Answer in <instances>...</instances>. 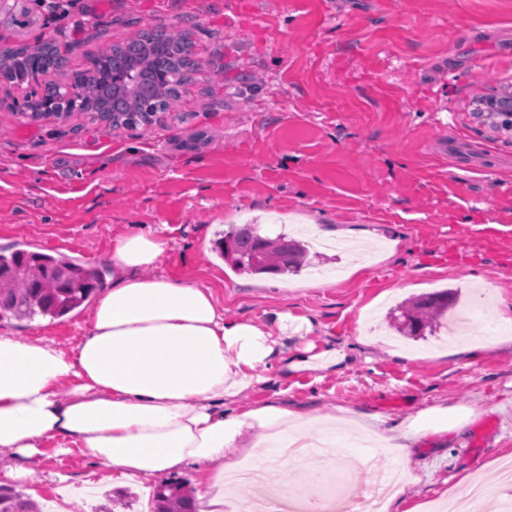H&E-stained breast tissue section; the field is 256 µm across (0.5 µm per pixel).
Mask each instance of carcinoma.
Instances as JSON below:
<instances>
[{"label":"carcinoma","mask_w":512,"mask_h":512,"mask_svg":"<svg viewBox=\"0 0 512 512\" xmlns=\"http://www.w3.org/2000/svg\"><path fill=\"white\" fill-rule=\"evenodd\" d=\"M39 0H14V9L0 13V28L12 31L15 42L0 49V73L13 80L30 71H68L70 45L55 38L31 45L28 32L41 25ZM198 67L192 34L165 25H151L120 44L93 55L90 66L74 74L87 94L84 104L97 120L113 129L152 125L160 112L175 110L181 92ZM52 105V111L42 107ZM73 108L62 103L61 85L46 82L32 94L22 116L64 120ZM224 259L250 273H294L303 267V246L284 235L257 233L255 225H233L224 233ZM103 283V271L76 260L25 249H0V320L60 319L90 303ZM457 302L451 290L410 301L401 308L399 331L424 335L442 326ZM0 512H40L24 493L0 487ZM151 512H199L193 491L174 482L155 489Z\"/></svg>","instance_id":"carcinoma-1"}]
</instances>
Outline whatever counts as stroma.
Instances as JSON below:
<instances>
[{
  "label": "stroma",
  "instance_id": "1",
  "mask_svg": "<svg viewBox=\"0 0 512 512\" xmlns=\"http://www.w3.org/2000/svg\"><path fill=\"white\" fill-rule=\"evenodd\" d=\"M46 2L29 39L74 43L69 70L149 23L192 30L201 67L147 128L113 131L85 112L29 122L0 106V247L103 266L117 236L156 229L170 242L160 273L210 288L227 317L285 308L314 323L296 346L353 347L347 367L256 384L244 406L342 405L371 422L472 409L461 439L419 449L412 503L512 454V322L496 316L512 305V131L482 114L483 96L512 86V0ZM234 224L272 238L319 226L336 245L297 273H240L215 249ZM446 289L466 307L485 290L478 319L452 315L417 339L391 327L399 303ZM90 315L5 320L0 335L69 350ZM464 327L507 343L449 354ZM42 446L19 489L48 512H94L111 468Z\"/></svg>",
  "mask_w": 512,
  "mask_h": 512
}]
</instances>
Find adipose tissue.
I'll list each match as a JSON object with an SVG mask.
<instances>
[{"label":"adipose tissue","mask_w":512,"mask_h":512,"mask_svg":"<svg viewBox=\"0 0 512 512\" xmlns=\"http://www.w3.org/2000/svg\"><path fill=\"white\" fill-rule=\"evenodd\" d=\"M169 250L156 233L131 231L112 246V286L96 301L88 331L76 348L0 336V455L8 475L25 479L43 455L39 443L56 438L58 453L78 451L107 462L123 483L160 477L194 464L203 473L207 512H224L237 495L232 478L241 460L264 463L281 435L303 443L311 422L334 447L338 431L355 425L346 407L337 415H307L273 403L248 409L237 397L252 386L257 367L281 374L346 362L344 349L318 357L286 354L288 332L312 331L311 321L276 312L262 323L225 317L209 288L141 270ZM472 411L435 406L412 419L380 421L370 439L410 472L425 439L442 443L464 433Z\"/></svg>","instance_id":"obj_1"}]
</instances>
